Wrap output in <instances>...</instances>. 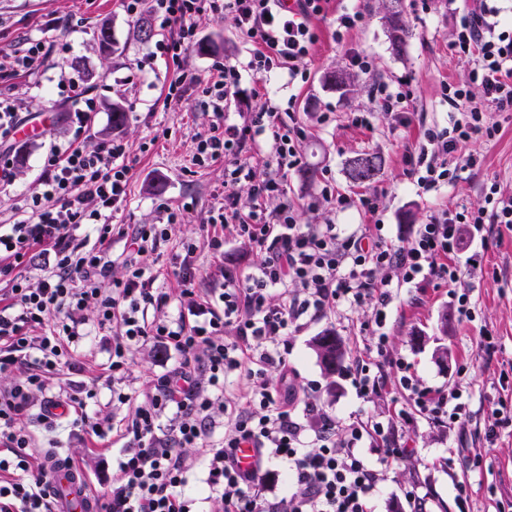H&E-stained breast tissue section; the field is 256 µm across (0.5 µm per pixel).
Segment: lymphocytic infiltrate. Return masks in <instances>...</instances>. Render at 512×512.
Listing matches in <instances>:
<instances>
[{"label": "lymphocytic infiltrate", "instance_id": "obj_1", "mask_svg": "<svg viewBox=\"0 0 512 512\" xmlns=\"http://www.w3.org/2000/svg\"><path fill=\"white\" fill-rule=\"evenodd\" d=\"M323 0H153L160 28L176 30V38L160 41L161 55L176 59L192 43L198 19L211 15L230 19L251 41L248 67L265 79L280 69L298 76L319 35L312 20ZM498 11L489 0H473L457 26L453 47L470 63V82L482 92L454 90L448 102L462 108L461 118L431 126L427 148L406 161L421 193L436 190L448 179V159L461 142L477 134L493 136L484 121L486 106L512 110V31L500 29ZM238 81L235 66L223 67L220 79L208 83L212 122L197 145V162L224 160V201L209 219L206 246L216 257L224 253L227 235L247 240L259 255L249 272H224V287L201 298L197 246L175 254L181 285L178 297L156 285L146 261L169 239L168 227L178 215L161 206L162 221L134 229L111 223L126 202L130 180L129 146L120 137L96 149L81 139L97 104L71 82L59 85L63 97L81 102L70 119L69 138L46 156L41 180L16 207L13 223L0 225V377H12L0 388V512H54L49 489L51 467L31 450L25 413L41 399L42 419H68L74 430L105 439L101 423L87 412L97 395L95 382H83L55 394L49 376L71 366L73 354L87 334L83 312L95 307L96 327L112 335L108 378L118 387L120 403H133L121 434L127 446L112 477V499L106 512H193L186 495L193 466L189 449L200 453L207 484L219 503L217 512H373L372 499L385 481L391 462L410 453L405 425L416 418L449 429H462L471 419V394L455 383L442 391L420 387L408 365L387 350V308L395 287L436 283L456 288L463 278L483 274L481 247L498 225L512 224V194L490 188L482 203L466 210L445 209L419 225L400 244L388 241L377 223L338 232L332 224H302L294 208L268 211L267 200L288 192V177L302 165L294 147L307 129L282 113L261 107L247 126L224 121V102ZM265 136L274 176L257 178L241 157L246 141ZM248 185L251 205L242 208L237 188ZM467 227L473 247L457 262L458 231ZM90 228L95 242L81 237ZM124 241L125 274L102 292L109 249ZM48 261L24 275L34 252ZM186 306L175 319L157 318L171 301ZM373 303L365 323L372 340L342 370L360 398L390 393V371L400 374L406 402L393 418L354 416L346 421L309 402L307 387L297 386L289 360L288 338L328 310H350ZM148 342L177 351L178 367L147 382L140 402L121 392L132 347ZM23 372L14 380L15 372ZM243 375L248 390L240 401L224 395L229 375ZM227 423L221 441H213L215 414ZM168 424H161V417ZM255 450L253 462L241 466L237 450ZM376 449L370 463L365 449ZM287 463L286 490L272 494L268 465Z\"/></svg>", "mask_w": 512, "mask_h": 512}]
</instances>
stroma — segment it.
Here are the masks:
<instances>
[{
	"label": "stroma",
	"instance_id": "stroma-1",
	"mask_svg": "<svg viewBox=\"0 0 512 512\" xmlns=\"http://www.w3.org/2000/svg\"><path fill=\"white\" fill-rule=\"evenodd\" d=\"M471 0H327L322 15L314 18L319 40L304 67L305 76L290 79L279 70L268 79L252 74L247 63L252 49L248 39L232 22L202 17L196 39L179 63L155 55V44L171 38L168 30H155L151 42L134 34V18L121 0H0V54L23 52L30 41L50 43L49 55L38 73L0 79V92L19 89L36 136L16 140L10 186L0 189V224L14 220L21 194L38 184L45 155L69 134L63 121L66 112L79 104L61 97L60 77L74 79L80 89L94 97L98 112L85 133L84 145L95 148L112 136H121L130 146L131 179L126 203L112 214L115 224H156L160 205L180 212L169 241L149 263L158 275L157 286L178 294L180 284L173 274V256L182 243H197L201 269V291L224 285L221 268L249 270L258 257L248 242L227 239L223 260H215L202 241L207 223L224 190L223 161L195 164L198 137L211 121L212 108L202 87H195L184 100H167L170 82L177 73L208 76L216 64H235L241 74L234 94L224 104L228 122L247 124L253 112L267 105L277 111H291L308 130L298 141L302 157L298 171L288 178L287 200L303 224H335L347 231L371 218L351 209L340 211L320 195L323 183L336 193L379 199L383 233L393 243L408 239L418 225L427 223L440 210L470 207L480 202L489 187L512 194V111L487 109V124L497 126L495 137L478 134L459 147V156L477 157L473 169L462 172L452 183L433 192L419 193L414 175L404 157L419 153L425 144L424 131L448 123L449 86L469 82V65L452 48L456 38L455 17ZM399 7L410 35L401 51L390 40L389 17ZM359 10L362 23L336 42L333 32L339 17ZM109 22L115 52L104 56L95 33ZM359 52L370 63L368 71L352 64L351 52ZM341 72L343 86L330 84L327 76ZM395 91L408 88L412 95L410 124H400L394 114L381 111L375 103L380 87ZM122 104L125 122L112 126V106ZM364 113L368 123L354 125V115ZM379 153V173L371 181L353 182L348 165L362 152ZM483 278L465 281L463 292L475 307L473 321L459 318L446 286L428 287L425 294L415 289L398 290L389 308L386 331L388 348L412 366L416 378L433 388L463 379L472 392L473 415L466 430L437 428L417 419L408 433L410 457L392 462L387 479L373 501L375 512H406L402 492L417 486L429 497V512H458V486H465L471 512H499L501 504L512 502V427L499 431L493 442H485L484 431L493 418L487 411L490 400L512 402V380L500 383L504 363L512 362V231L501 229L493 235L483 254ZM372 305L349 312L344 308L328 312L321 319L291 336L290 360L299 384L317 382L313 399L327 411L345 420L351 416L389 415L396 403L404 401L400 389L371 401L360 399L353 386L339 374L328 373L314 346L324 330L334 329L344 341L348 356H355L363 338L361 326L372 318ZM493 334L498 351L485 358L478 351L479 331ZM112 338L108 332L92 330L74 354L76 365L62 369L51 380L56 389L98 380L91 412L117 427L129 414L127 405L112 396L106 379V364ZM123 392L134 393L145 381L171 370L179 361L175 353H163L147 343L131 350ZM39 403H32L25 423L37 456L59 451L79 460L99 493L112 490L113 454L123 445L116 434L106 439L73 434L66 421L48 425L40 419Z\"/></svg>",
	"mask_w": 512,
	"mask_h": 512
}]
</instances>
